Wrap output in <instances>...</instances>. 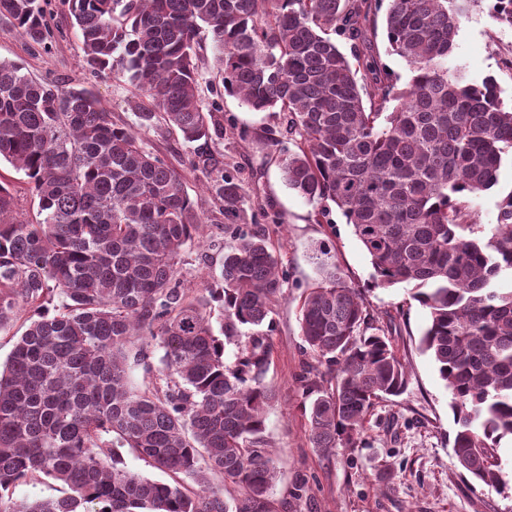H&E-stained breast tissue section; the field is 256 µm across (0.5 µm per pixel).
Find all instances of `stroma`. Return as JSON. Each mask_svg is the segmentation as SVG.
<instances>
[{
    "label": "stroma",
    "instance_id": "35a3bbf8",
    "mask_svg": "<svg viewBox=\"0 0 512 512\" xmlns=\"http://www.w3.org/2000/svg\"><path fill=\"white\" fill-rule=\"evenodd\" d=\"M51 37L46 46L30 45L8 28L0 29V58L22 63L40 78L78 83L94 91L114 115L132 120L126 100L130 85L111 73L83 67L82 44L63 0H47ZM456 56L469 75L495 76L505 101H512V29L491 19L486 0L461 22ZM204 103L218 102L224 113V170L248 187L247 230L269 234L287 274L269 333L272 352L265 381L277 391L266 409V434L276 451L278 477L272 496L280 512H512V492L498 493L474 480L457 463L449 395L429 354L418 348L428 311L406 285L377 288L370 258L345 217L330 209L314 220V205L288 189L273 148L245 141L241 128L283 131L279 112H254L236 96L201 88ZM147 140L168 164L178 168L185 190L199 211L212 206L197 175L184 166L186 155L176 136L147 133ZM279 214L281 223L271 221ZM226 235L211 224L203 242L188 246L179 277L198 296L221 278ZM348 282L359 288L368 310L407 369L402 393L376 400L359 447L337 449L323 457L308 440L310 403L296 376L305 357L298 323L302 295L320 278L321 251Z\"/></svg>",
    "mask_w": 512,
    "mask_h": 512
}]
</instances>
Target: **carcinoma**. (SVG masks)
Instances as JSON below:
<instances>
[{"mask_svg":"<svg viewBox=\"0 0 512 512\" xmlns=\"http://www.w3.org/2000/svg\"><path fill=\"white\" fill-rule=\"evenodd\" d=\"M411 73L398 92L377 62L376 14ZM481 0H65L86 67L133 85L132 125L80 84L0 59V161L24 175L42 219L25 221L0 183V328L30 311L0 370V512H277L265 435L269 321L286 274L265 233L224 242L220 287L194 296L178 265L208 224L245 220L246 184L224 174V113L201 82L257 112L285 113L288 187L333 203L370 257L375 286L412 287L428 311L419 348L450 395L459 465L502 492L493 462L512 439V191L479 224L473 199L512 156V104L496 78L455 59ZM490 15L512 28V0ZM45 0H0V27L42 46ZM209 34L216 65L202 66ZM349 44L345 53L339 41ZM397 102L393 109L388 103ZM181 136L213 207L197 211L180 174L143 139ZM298 310L308 438L323 456L355 448L374 401L406 367L360 292L331 263ZM224 308L219 339L207 311ZM254 333L239 342L242 329ZM237 351L226 360V345ZM137 387L128 360L151 369ZM336 371L320 384L318 366ZM130 448L165 473L125 468ZM224 475V489L209 486ZM53 478L61 496L16 499Z\"/></svg>","mask_w":512,"mask_h":512,"instance_id":"1","label":"carcinoma"}]
</instances>
